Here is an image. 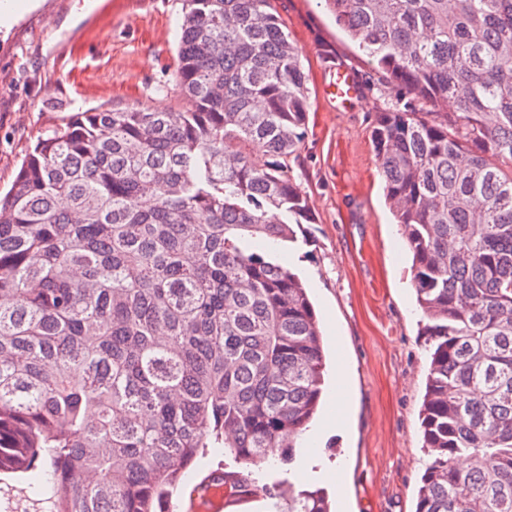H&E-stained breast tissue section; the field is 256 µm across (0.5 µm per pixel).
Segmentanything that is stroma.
Wrapping results in <instances>:
<instances>
[{
  "mask_svg": "<svg viewBox=\"0 0 512 512\" xmlns=\"http://www.w3.org/2000/svg\"><path fill=\"white\" fill-rule=\"evenodd\" d=\"M0 28V190L28 149L75 112L101 106L191 110L178 89L176 21L183 0H19ZM301 50L311 111L290 174L306 193L313 223L281 259L306 284L327 348L322 415L343 410L345 434L301 444L291 468L262 472L323 489L333 512H415L431 456L420 410L429 373L425 318L412 284V255L385 201L371 143L377 110L393 94L336 24L323 0H274ZM355 69L362 90L349 110L323 96L330 65ZM223 450L199 456L174 494L185 512L192 487L223 470Z\"/></svg>",
  "mask_w": 512,
  "mask_h": 512,
  "instance_id": "35a3bbf8",
  "label": "stroma"
}]
</instances>
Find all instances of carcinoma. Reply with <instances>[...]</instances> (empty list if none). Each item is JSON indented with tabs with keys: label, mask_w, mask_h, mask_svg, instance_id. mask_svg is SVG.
I'll use <instances>...</instances> for the list:
<instances>
[{
	"label": "carcinoma",
	"mask_w": 512,
	"mask_h": 512,
	"mask_svg": "<svg viewBox=\"0 0 512 512\" xmlns=\"http://www.w3.org/2000/svg\"><path fill=\"white\" fill-rule=\"evenodd\" d=\"M191 112H77L0 195V474L48 464V512H166L222 448L228 495L289 465L326 359L270 246L313 223L289 173L308 127L301 51L273 0H183ZM381 82L410 95L371 141L413 259L432 457L415 512H512V0H326Z\"/></svg>",
	"instance_id": "1"
}]
</instances>
